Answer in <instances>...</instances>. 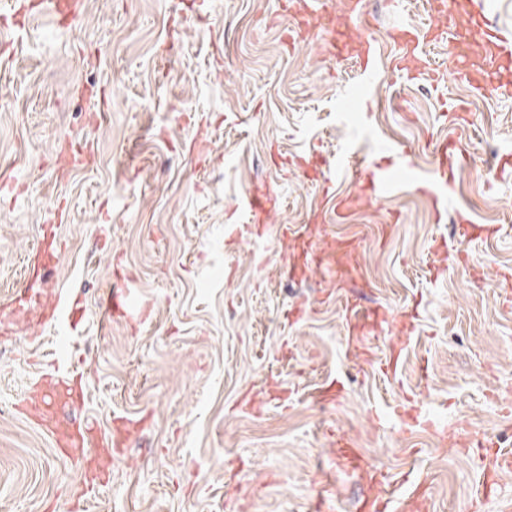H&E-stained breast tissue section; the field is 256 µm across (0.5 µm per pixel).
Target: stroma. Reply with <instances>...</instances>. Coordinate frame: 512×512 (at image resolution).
<instances>
[{"label": "stroma", "instance_id": "obj_1", "mask_svg": "<svg viewBox=\"0 0 512 512\" xmlns=\"http://www.w3.org/2000/svg\"><path fill=\"white\" fill-rule=\"evenodd\" d=\"M291 0H85L66 27L32 14L0 43V512H356L371 486L346 465L334 430L392 478L425 479L429 512H469L482 497L471 458L433 430L463 424L512 448V306L501 298L512 235L462 241L456 213L512 225V179L496 176L512 151V98L473 95L448 42L430 44L439 90L395 77L358 111L338 109L357 81L356 47L374 41L382 63L392 27L437 26L426 0H368L366 16L326 0L334 22L288 42ZM465 101L461 135L474 163L444 190L435 219L415 181L447 137L441 97ZM352 150L365 166L413 173L372 208L332 223L357 239L361 271L343 280L328 262L303 278L285 225L308 224L321 203L296 162ZM289 158V168L273 157ZM268 188L261 220L241 207ZM60 245L39 262L47 227ZM444 242L455 261L435 257ZM81 298L76 341L87 398L73 415L106 433L113 417L151 422L114 455L111 479L82 493L76 466L15 410L53 359L51 323L17 307L26 281ZM125 288L152 311L140 323L102 318L98 304ZM388 307L383 332L362 348L375 362L405 340L396 377L346 354L342 308ZM426 385H418L420 368ZM345 386L336 403L314 393ZM481 512L512 505V473Z\"/></svg>", "mask_w": 512, "mask_h": 512}]
</instances>
